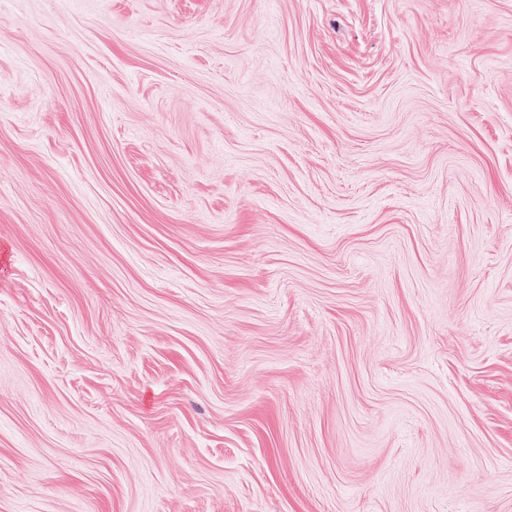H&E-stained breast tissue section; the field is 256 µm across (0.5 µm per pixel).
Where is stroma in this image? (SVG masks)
<instances>
[{
  "label": "stroma",
  "mask_w": 512,
  "mask_h": 512,
  "mask_svg": "<svg viewBox=\"0 0 512 512\" xmlns=\"http://www.w3.org/2000/svg\"><path fill=\"white\" fill-rule=\"evenodd\" d=\"M0 512H512V0H0Z\"/></svg>",
  "instance_id": "stroma-1"
}]
</instances>
